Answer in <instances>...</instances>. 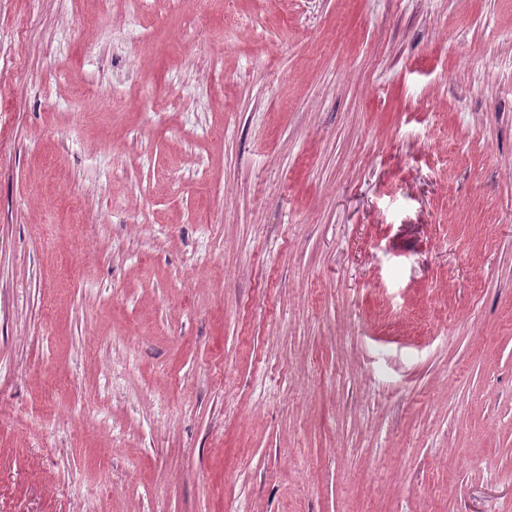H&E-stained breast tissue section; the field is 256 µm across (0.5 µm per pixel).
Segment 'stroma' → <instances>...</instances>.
Returning a JSON list of instances; mask_svg holds the SVG:
<instances>
[{"instance_id":"35a3bbf8","label":"stroma","mask_w":512,"mask_h":512,"mask_svg":"<svg viewBox=\"0 0 512 512\" xmlns=\"http://www.w3.org/2000/svg\"><path fill=\"white\" fill-rule=\"evenodd\" d=\"M193 7L0 0V512H512V0Z\"/></svg>"}]
</instances>
